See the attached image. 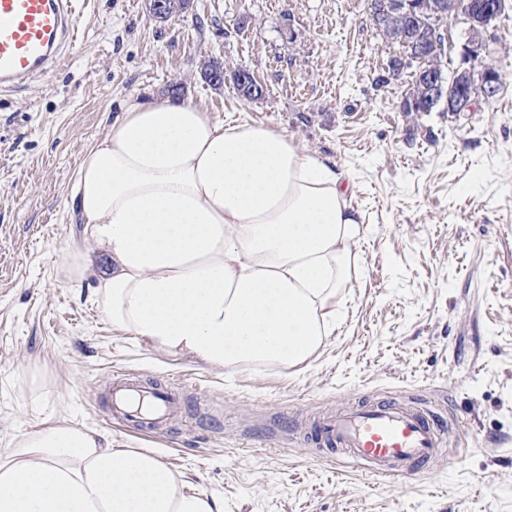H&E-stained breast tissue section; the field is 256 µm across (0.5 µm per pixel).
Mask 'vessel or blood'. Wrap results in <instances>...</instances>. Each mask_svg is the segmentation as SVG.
<instances>
[{
    "label": "vessel or blood",
    "instance_id": "obj_1",
    "mask_svg": "<svg viewBox=\"0 0 512 512\" xmlns=\"http://www.w3.org/2000/svg\"><path fill=\"white\" fill-rule=\"evenodd\" d=\"M82 0H0V90H16L64 65L77 51L86 21ZM176 380L143 385L114 380L112 414L146 433L182 411ZM315 433L324 461L388 479L416 475L443 452L438 418L410 403L362 402L319 419Z\"/></svg>",
    "mask_w": 512,
    "mask_h": 512
}]
</instances>
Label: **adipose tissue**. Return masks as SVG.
<instances>
[{"mask_svg": "<svg viewBox=\"0 0 512 512\" xmlns=\"http://www.w3.org/2000/svg\"><path fill=\"white\" fill-rule=\"evenodd\" d=\"M335 163L191 101L127 98L71 187L80 241L60 272L94 281L114 328L212 368L307 361L336 328L362 233ZM0 512H224L148 448L59 418L0 454Z\"/></svg>", "mask_w": 512, "mask_h": 512, "instance_id": "ef3b65f1", "label": "adipose tissue"}]
</instances>
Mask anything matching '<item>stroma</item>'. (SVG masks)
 I'll return each instance as SVG.
<instances>
[{
    "instance_id": "stroma-1",
    "label": "stroma",
    "mask_w": 512,
    "mask_h": 512,
    "mask_svg": "<svg viewBox=\"0 0 512 512\" xmlns=\"http://www.w3.org/2000/svg\"><path fill=\"white\" fill-rule=\"evenodd\" d=\"M87 3L68 66L0 93V451L66 417L154 449L224 512H512V11L490 44L500 93L455 116L402 111L411 74L390 76L400 48L366 0H192L165 21L147 0ZM212 57L262 96L210 85ZM130 96L190 100L335 162L366 233L336 332L305 363L223 370L148 348L113 329L93 282L59 276L80 237L73 177ZM119 375L185 381L181 418L149 438L111 421ZM382 400L442 417L444 455L397 482L317 463L314 420Z\"/></svg>"
}]
</instances>
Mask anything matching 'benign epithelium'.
Returning <instances> with one entry per match:
<instances>
[{
	"label": "benign epithelium",
	"mask_w": 512,
	"mask_h": 512,
	"mask_svg": "<svg viewBox=\"0 0 512 512\" xmlns=\"http://www.w3.org/2000/svg\"><path fill=\"white\" fill-rule=\"evenodd\" d=\"M150 12L159 19H168L188 6L189 0H147ZM512 3L509 0H481L478 8L471 9L465 0H368L367 10L374 26L384 23L406 31L411 42L410 51L396 57V65L389 66L393 73H401L412 64L411 84L421 88L422 96L411 100L412 106L432 111L439 105L455 115L474 111L478 101L494 99L501 89L497 70L486 61L490 42L498 29L501 17ZM460 19L464 24L462 60L450 76L439 70L424 67L418 54L426 39L436 40L447 33V20Z\"/></svg>",
	"instance_id": "1"
}]
</instances>
